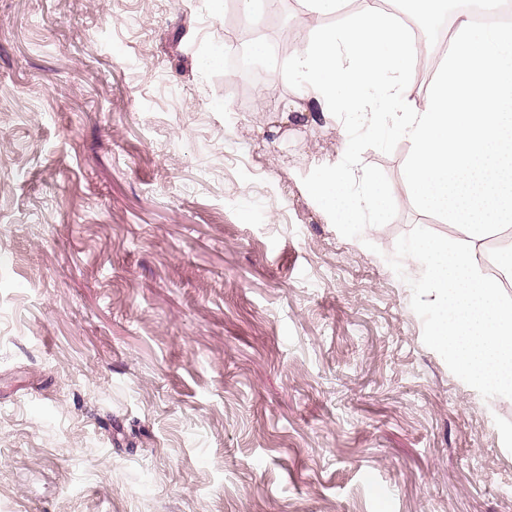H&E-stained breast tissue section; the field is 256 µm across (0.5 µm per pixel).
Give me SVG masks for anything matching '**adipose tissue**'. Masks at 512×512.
I'll use <instances>...</instances> for the list:
<instances>
[{
    "instance_id": "adipose-tissue-1",
    "label": "adipose tissue",
    "mask_w": 512,
    "mask_h": 512,
    "mask_svg": "<svg viewBox=\"0 0 512 512\" xmlns=\"http://www.w3.org/2000/svg\"><path fill=\"white\" fill-rule=\"evenodd\" d=\"M320 22L292 56L300 76L301 118L352 112L370 126L410 143L404 166L407 199L441 213L465 237L449 243L416 238L412 254L440 315L431 340L479 384L512 395V301L485 267V245L512 228V23L479 26L456 17V37L426 96L408 98L417 61L405 27L364 0H302ZM345 14L343 24L326 16ZM304 184L328 223L358 224L364 209L386 207L388 193L373 172L326 160ZM363 192H350L354 179Z\"/></svg>"
}]
</instances>
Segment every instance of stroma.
<instances>
[{
    "instance_id": "35a3bbf8",
    "label": "stroma",
    "mask_w": 512,
    "mask_h": 512,
    "mask_svg": "<svg viewBox=\"0 0 512 512\" xmlns=\"http://www.w3.org/2000/svg\"><path fill=\"white\" fill-rule=\"evenodd\" d=\"M236 0H0V512H512V395L435 349L409 143L354 114L269 127L288 62ZM372 171L391 214L303 183ZM320 168L321 174L305 182L304 188L320 206L328 223H362L363 210L373 206L384 209L385 217L388 216L389 195L376 173H363V192L354 196L350 193V185L355 180V174L349 165L340 160H326L320 164Z\"/></svg>"
}]
</instances>
